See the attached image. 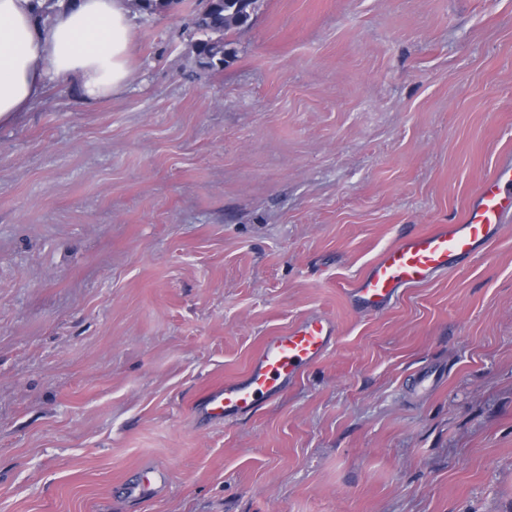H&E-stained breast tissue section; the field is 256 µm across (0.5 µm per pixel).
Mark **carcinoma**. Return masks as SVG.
Masks as SVG:
<instances>
[{"mask_svg": "<svg viewBox=\"0 0 512 512\" xmlns=\"http://www.w3.org/2000/svg\"><path fill=\"white\" fill-rule=\"evenodd\" d=\"M181 0H139V12L146 18L160 13ZM257 0H206L192 10L189 25L193 29V50L198 64L220 70L236 56L227 36L248 29L256 15Z\"/></svg>", "mask_w": 512, "mask_h": 512, "instance_id": "obj_1", "label": "carcinoma"}]
</instances>
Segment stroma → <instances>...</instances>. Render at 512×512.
Masks as SVG:
<instances>
[{"instance_id":"obj_1","label":"stroma","mask_w":512,"mask_h":512,"mask_svg":"<svg viewBox=\"0 0 512 512\" xmlns=\"http://www.w3.org/2000/svg\"><path fill=\"white\" fill-rule=\"evenodd\" d=\"M197 0L135 15L126 89L0 127V512H512V221L376 315L382 250L512 156V0H258L199 66ZM334 346L271 404H192L266 336ZM167 467L165 493L123 486Z\"/></svg>"}]
</instances>
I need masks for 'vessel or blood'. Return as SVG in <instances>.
Instances as JSON below:
<instances>
[{
	"label": "vessel or blood",
	"mask_w": 512,
	"mask_h": 512,
	"mask_svg": "<svg viewBox=\"0 0 512 512\" xmlns=\"http://www.w3.org/2000/svg\"><path fill=\"white\" fill-rule=\"evenodd\" d=\"M512 217V159L504 158L482 182L475 200L456 223L438 224L431 231L410 234L383 250L350 288V302L362 313L377 314L396 302L403 288L424 284L460 267L477 254ZM336 327L315 314L267 337L241 376L225 380L196 399V419L220 424L253 415L298 381L327 353ZM166 470L143 465L125 486L127 497L152 499L166 488Z\"/></svg>",
	"instance_id": "b4317fda"
}]
</instances>
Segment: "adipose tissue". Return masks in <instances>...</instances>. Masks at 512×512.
<instances>
[{"instance_id": "adipose-tissue-1", "label": "adipose tissue", "mask_w": 512, "mask_h": 512, "mask_svg": "<svg viewBox=\"0 0 512 512\" xmlns=\"http://www.w3.org/2000/svg\"><path fill=\"white\" fill-rule=\"evenodd\" d=\"M132 31L127 0H73L47 25L34 0H0V126L31 111L54 80L85 101L120 94L131 75Z\"/></svg>"}]
</instances>
